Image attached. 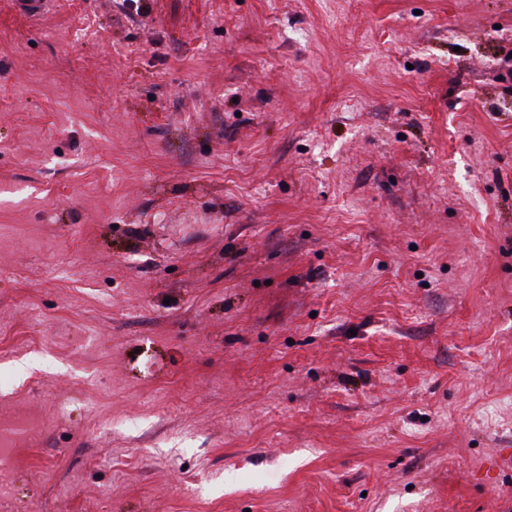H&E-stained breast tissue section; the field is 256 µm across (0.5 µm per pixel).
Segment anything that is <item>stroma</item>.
Instances as JSON below:
<instances>
[{
    "mask_svg": "<svg viewBox=\"0 0 512 512\" xmlns=\"http://www.w3.org/2000/svg\"><path fill=\"white\" fill-rule=\"evenodd\" d=\"M5 512H512V0H0ZM15 10L26 18H35L47 14L55 0H11Z\"/></svg>",
    "mask_w": 512,
    "mask_h": 512,
    "instance_id": "35a3bbf8",
    "label": "stroma"
}]
</instances>
